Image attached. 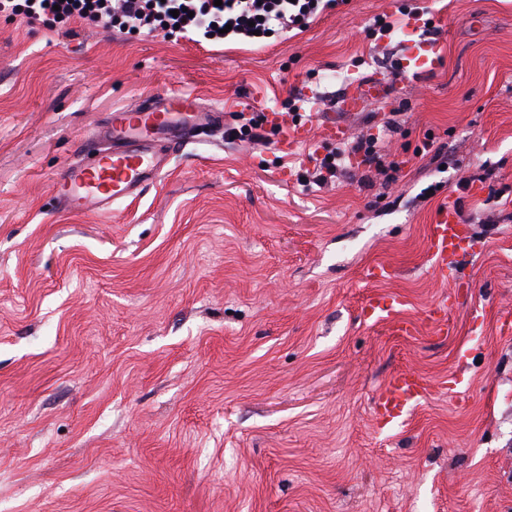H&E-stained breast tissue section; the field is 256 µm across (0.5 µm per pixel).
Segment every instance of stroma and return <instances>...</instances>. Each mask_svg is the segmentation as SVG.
<instances>
[{"label": "stroma", "instance_id": "1", "mask_svg": "<svg viewBox=\"0 0 512 512\" xmlns=\"http://www.w3.org/2000/svg\"><path fill=\"white\" fill-rule=\"evenodd\" d=\"M404 5L429 9L422 76L393 72ZM376 74L389 95L345 121L393 181L354 157L309 185L324 141L224 136L245 109L320 126ZM169 91L223 123L134 202L62 211L54 177L89 135ZM450 200L471 288L436 336L449 288L425 233ZM376 292L403 296L414 340L359 321ZM509 306L512 0H346L261 43L0 15V512H512ZM403 368L430 394L380 428L372 402ZM453 304L446 301L438 303L429 313V319L437 336H447L450 331V315Z\"/></svg>", "mask_w": 512, "mask_h": 512}]
</instances>
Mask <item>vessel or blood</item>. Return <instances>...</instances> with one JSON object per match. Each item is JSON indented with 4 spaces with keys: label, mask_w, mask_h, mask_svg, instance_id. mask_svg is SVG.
I'll use <instances>...</instances> for the list:
<instances>
[{
    "label": "vessel or blood",
    "mask_w": 512,
    "mask_h": 512,
    "mask_svg": "<svg viewBox=\"0 0 512 512\" xmlns=\"http://www.w3.org/2000/svg\"><path fill=\"white\" fill-rule=\"evenodd\" d=\"M437 63V47L427 41H407L403 68L414 74L431 71ZM388 82L378 76L356 82L343 94L346 111L359 112L372 100L385 97ZM271 123L281 128L284 149H293L311 137L307 124L289 121L287 113H269ZM199 98L191 93H167L138 105L112 112L107 122L91 135L99 147L85 161L65 165L54 183L61 208L74 213L110 211L114 204L135 200L162 177L175 150L194 139L199 130L211 125ZM470 226L455 204L435 210L426 232V250L440 275H447L448 262L466 252ZM400 296L373 294L362 304L364 321L383 324L389 334L413 336L412 321L403 317ZM452 303L440 302L429 313L436 335L450 330ZM429 386L412 369L397 371L381 389L373 411L379 425L398 422L407 410L427 398Z\"/></svg>",
    "instance_id": "1"
}]
</instances>
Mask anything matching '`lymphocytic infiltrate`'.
Here are the masks:
<instances>
[{
    "instance_id": "obj_1",
    "label": "lymphocytic infiltrate",
    "mask_w": 512,
    "mask_h": 512,
    "mask_svg": "<svg viewBox=\"0 0 512 512\" xmlns=\"http://www.w3.org/2000/svg\"><path fill=\"white\" fill-rule=\"evenodd\" d=\"M332 0H23L22 12L43 23L73 18L123 33H160L179 37L191 31L218 43L222 39L251 42L267 39L284 30L306 28L323 14ZM353 154L377 174L391 176L393 166L377 138L361 137L338 144L316 159L309 183L327 184Z\"/></svg>"
}]
</instances>
